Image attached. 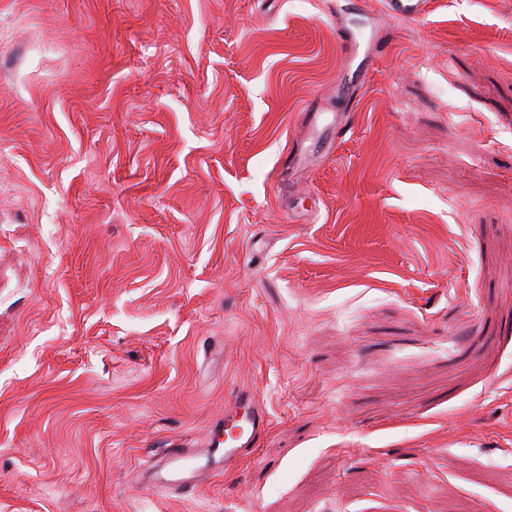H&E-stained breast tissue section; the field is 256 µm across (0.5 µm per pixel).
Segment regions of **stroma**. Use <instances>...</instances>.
<instances>
[{
	"instance_id": "obj_1",
	"label": "stroma",
	"mask_w": 512,
	"mask_h": 512,
	"mask_svg": "<svg viewBox=\"0 0 512 512\" xmlns=\"http://www.w3.org/2000/svg\"><path fill=\"white\" fill-rule=\"evenodd\" d=\"M362 2L0 0V512H512V0ZM358 5L359 0L336 1V27L343 33L340 38V49L345 57V66L340 79L336 82L337 97L352 96L354 89L367 72L370 62L371 40L365 43L360 35L345 27L347 17L357 10ZM360 58L361 60L357 62ZM269 422L264 405L250 390H236L224 408V418L212 425L205 448L172 442L157 464L143 470L142 490L152 494L195 492L225 468L245 459L266 433Z\"/></svg>"
}]
</instances>
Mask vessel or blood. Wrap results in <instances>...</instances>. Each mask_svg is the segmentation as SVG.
<instances>
[{"instance_id": "1", "label": "vessel or blood", "mask_w": 512, "mask_h": 512, "mask_svg": "<svg viewBox=\"0 0 512 512\" xmlns=\"http://www.w3.org/2000/svg\"><path fill=\"white\" fill-rule=\"evenodd\" d=\"M358 4L359 0L336 3V25L343 30L340 49L345 57V66L336 83V94L340 97L352 96L370 62L371 43L345 27L347 17ZM269 422L264 405L250 390H236L224 409L223 419L214 422L204 447L171 443L157 464L143 470L142 490L152 494L195 492L224 469L245 459L266 433Z\"/></svg>"}]
</instances>
